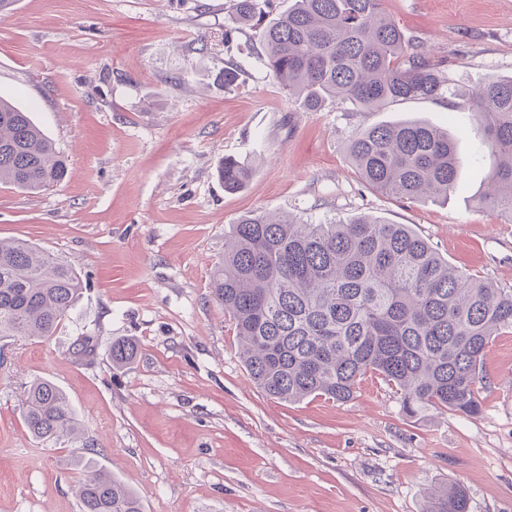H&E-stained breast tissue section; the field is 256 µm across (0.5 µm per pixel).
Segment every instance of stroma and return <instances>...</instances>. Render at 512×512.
Masks as SVG:
<instances>
[{
    "label": "stroma",
    "mask_w": 512,
    "mask_h": 512,
    "mask_svg": "<svg viewBox=\"0 0 512 512\" xmlns=\"http://www.w3.org/2000/svg\"><path fill=\"white\" fill-rule=\"evenodd\" d=\"M229 0H16L0 15V96L68 160V176L24 193L0 184V239L73 264L83 293L47 340L0 339V512H80L78 460L140 497L143 512H428L462 485L469 512H512V329L484 356L480 412L411 417L366 374L346 402L261 391L218 305L211 271L244 215L370 214L407 224L452 266L512 289V219L480 202L493 162L465 96L512 75V0H383L448 79L449 94L375 112L330 101L299 110L261 58L255 30L225 33ZM236 62L244 75H218ZM447 127L459 177L447 201L381 194L348 140L381 123ZM232 156L254 173L218 177ZM95 347L75 356L82 337ZM136 359L116 367L114 340ZM69 396L79 442L33 438L29 386ZM251 174L249 168L231 157H225L218 170V176L221 182L224 183V189L229 191L243 188Z\"/></svg>",
    "instance_id": "1"
}]
</instances>
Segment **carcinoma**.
Listing matches in <instances>:
<instances>
[{
	"label": "carcinoma",
	"instance_id": "1",
	"mask_svg": "<svg viewBox=\"0 0 512 512\" xmlns=\"http://www.w3.org/2000/svg\"><path fill=\"white\" fill-rule=\"evenodd\" d=\"M382 0H293L270 17L273 0H232L228 23L259 29L270 75L306 111L336 98L363 111L443 95L448 80L410 48ZM494 160L482 202L512 216V76L492 77L469 95ZM347 152L375 190L406 200H447L458 179L448 131L425 121L361 129ZM65 159L30 113L0 97V182L38 192L67 176ZM224 189L251 170L226 157ZM82 294L73 265L22 241L0 239V336L55 335ZM212 295L233 320L251 379L288 402L347 401L356 381L376 373L400 391L403 411L431 408L474 416L485 349L512 328V290L452 267L407 224L372 216L307 223L252 214L232 225ZM128 339L112 342V363L137 357ZM23 421L41 441L72 442L81 426L67 394L50 380L30 385ZM77 486L80 512H143L112 472ZM466 491L450 486L429 512H468Z\"/></svg>",
	"mask_w": 512,
	"mask_h": 512
}]
</instances>
